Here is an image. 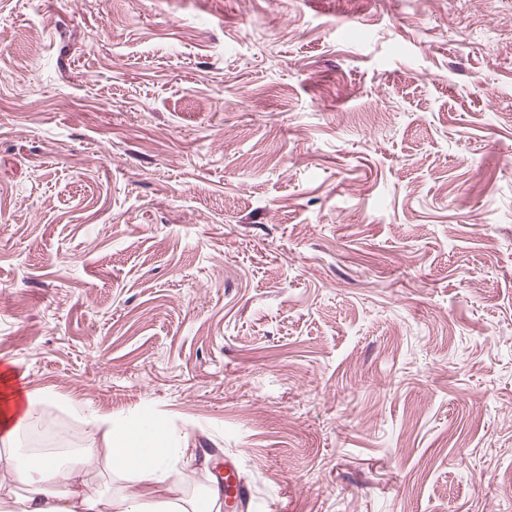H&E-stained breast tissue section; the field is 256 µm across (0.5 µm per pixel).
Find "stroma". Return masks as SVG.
<instances>
[{
	"instance_id": "35a3bbf8",
	"label": "stroma",
	"mask_w": 512,
	"mask_h": 512,
	"mask_svg": "<svg viewBox=\"0 0 512 512\" xmlns=\"http://www.w3.org/2000/svg\"><path fill=\"white\" fill-rule=\"evenodd\" d=\"M122 488L512 512V0H0V362Z\"/></svg>"
}]
</instances>
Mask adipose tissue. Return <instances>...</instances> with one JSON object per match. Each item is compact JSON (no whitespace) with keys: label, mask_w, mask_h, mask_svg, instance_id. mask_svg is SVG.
Wrapping results in <instances>:
<instances>
[{"label":"adipose tissue","mask_w":512,"mask_h":512,"mask_svg":"<svg viewBox=\"0 0 512 512\" xmlns=\"http://www.w3.org/2000/svg\"><path fill=\"white\" fill-rule=\"evenodd\" d=\"M47 396L20 381L12 365L0 370V473L6 474L12 493L0 495V512H221L219 490L207 505L193 498L163 495L182 455L166 425L146 414L134 421L91 416L107 443V465L127 480L123 490L86 493L84 454L66 462L43 457L38 466L16 462L19 440L35 420Z\"/></svg>","instance_id":"1"}]
</instances>
